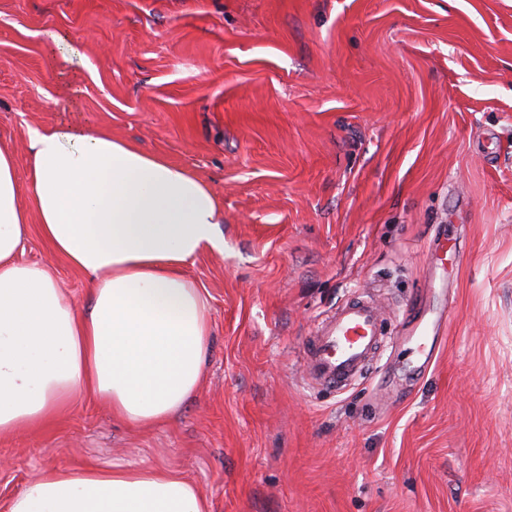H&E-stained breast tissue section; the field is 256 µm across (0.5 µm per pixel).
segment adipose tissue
Wrapping results in <instances>:
<instances>
[{
	"mask_svg": "<svg viewBox=\"0 0 512 512\" xmlns=\"http://www.w3.org/2000/svg\"><path fill=\"white\" fill-rule=\"evenodd\" d=\"M27 135L26 182L0 144V437L50 422L79 391L131 425L163 421L200 384L210 309L186 269L224 247L218 198L196 174L103 131ZM32 223L90 275L85 312L46 266L18 260ZM8 512H209V503L197 484L160 470L58 468L32 478Z\"/></svg>",
	"mask_w": 512,
	"mask_h": 512,
	"instance_id": "ef3b65f1",
	"label": "adipose tissue"
}]
</instances>
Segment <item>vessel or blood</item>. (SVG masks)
Masks as SVG:
<instances>
[{
  "label": "vessel or blood",
  "instance_id": "1",
  "mask_svg": "<svg viewBox=\"0 0 512 512\" xmlns=\"http://www.w3.org/2000/svg\"><path fill=\"white\" fill-rule=\"evenodd\" d=\"M440 314L422 313L404 325L401 335L420 353H427L438 333ZM384 315L374 300L350 299L317 325L304 350L308 379L322 387L343 390L361 378L376 351L387 344Z\"/></svg>",
  "mask_w": 512,
  "mask_h": 512
}]
</instances>
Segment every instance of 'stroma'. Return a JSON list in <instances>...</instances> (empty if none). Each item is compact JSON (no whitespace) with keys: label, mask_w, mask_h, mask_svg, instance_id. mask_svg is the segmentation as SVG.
I'll use <instances>...</instances> for the list:
<instances>
[{"label":"stroma","mask_w":512,"mask_h":512,"mask_svg":"<svg viewBox=\"0 0 512 512\" xmlns=\"http://www.w3.org/2000/svg\"><path fill=\"white\" fill-rule=\"evenodd\" d=\"M77 123L203 178L223 252L189 266L202 383L135 427L76 394L0 439V512L38 472L154 468L210 512H512V0H0V143ZM460 241L429 266L432 238ZM65 300L89 279L29 226ZM365 293L448 310L428 371L384 347L342 393L304 344Z\"/></svg>","instance_id":"1"}]
</instances>
